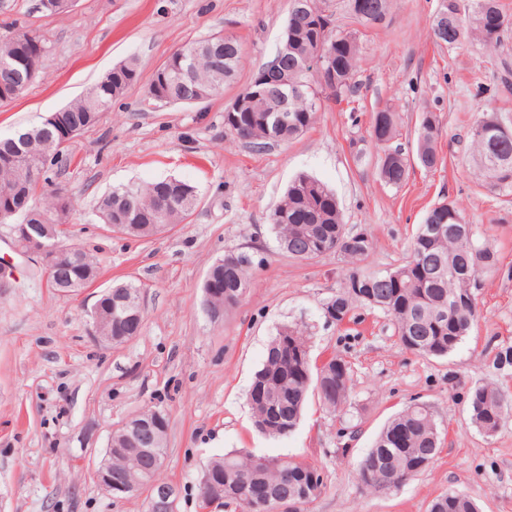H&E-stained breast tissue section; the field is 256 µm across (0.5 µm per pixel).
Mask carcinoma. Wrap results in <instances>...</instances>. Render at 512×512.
Returning <instances> with one entry per match:
<instances>
[{"label":"carcinoma","mask_w":512,"mask_h":512,"mask_svg":"<svg viewBox=\"0 0 512 512\" xmlns=\"http://www.w3.org/2000/svg\"><path fill=\"white\" fill-rule=\"evenodd\" d=\"M390 0H346L347 13L363 26L384 22ZM315 20L304 10L290 7L283 32L288 34L291 49L282 64L288 82L299 93L288 96V123L274 127L266 116L277 112L280 95L250 101V112L240 113V125L224 120V127L237 139L257 149L287 142L300 136L316 117L321 102L319 91L325 90L320 79L305 71L306 60L318 49L320 32L313 28ZM9 37L0 39V59L13 42L25 43L40 50L45 58L49 46L46 38L33 30L20 28L17 21L4 23ZM512 27L499 0H470L468 11L461 10V0H441L432 35L439 45L450 47L464 40L480 43L495 52ZM324 65L336 76V87L330 91L335 99H350L357 92L354 77L358 68V45L351 33L330 30L325 36ZM197 48L191 63L167 59L152 75L148 86L150 100L162 105H187L194 98L208 100L224 91L233 80L242 61L238 41L227 44L216 36L194 44ZM140 71L133 60L115 65L105 80L88 88L60 110L42 118L39 124L25 130L27 139L20 148L25 157L41 164V181L53 183L51 167L66 160L67 146L59 145L52 132L60 120H76L82 129L94 126L112 101L138 82ZM440 119L430 110L422 112L416 130V159L425 169H434L440 158L435 148ZM371 137L385 138L383 156L378 160L382 182L400 187L408 177L409 163L405 149L395 143L396 113L386 108L375 113ZM468 159L474 177L492 193L512 191V121L496 112H486L468 132ZM137 194L139 216L112 226L116 235L149 237L166 232L182 223L198 201V191L188 182L170 178L161 181L120 187L102 196L98 211L103 222L123 214L125 196ZM70 204L62 189L56 188L32 205L46 224H63L64 207ZM276 239L288 254L299 261H312L317 254L307 252L308 241L323 244L324 249L339 255L348 265L336 294L330 299L336 308V323H342L357 307L377 309L390 317L400 342L411 337L407 350L424 357L444 358L455 351L467 336L477 317L473 287L479 273L502 272L512 279V267L499 266L497 254L481 241L479 229L466 222L463 209L454 201L434 206L419 225L410 255L400 265L384 271L363 273L357 265L373 249V238L366 232L346 228L333 191L309 174L297 175L269 217ZM254 267L252 253L236 249L224 252L210 267L211 282L203 288H221L223 292L204 294L205 310L222 307L229 310L234 288L249 287ZM98 276L97 263L82 249L72 259V266L59 272L63 282L73 281L78 289L93 283ZM140 288L124 282L112 287V299H135ZM290 341L308 348V337L293 325L281 327L270 342L262 367L253 383L264 385V396L249 399L257 430L270 437L285 436L300 421L304 404L313 388L323 406L330 412L342 410L350 400L353 371L341 357H333L320 372L310 362L300 363L285 357L283 344ZM472 424L484 435L496 434L505 422L507 412L503 395L492 383H476L467 392ZM167 431L160 430L150 445L148 458L137 464L124 457L112 458V477L139 482L159 480L161 469L151 467L154 457L166 458ZM441 434L431 408L425 403L405 407L378 436L359 464L358 481L369 494H386L420 474L438 454ZM224 474V505H234L248 512L250 500L264 496L275 502L288 498L302 512L305 502L296 495L297 486L316 468L288 457L256 456L236 450L213 462ZM477 504L455 491L438 495L429 512H476Z\"/></svg>","instance_id":"cac0c4a2"}]
</instances>
